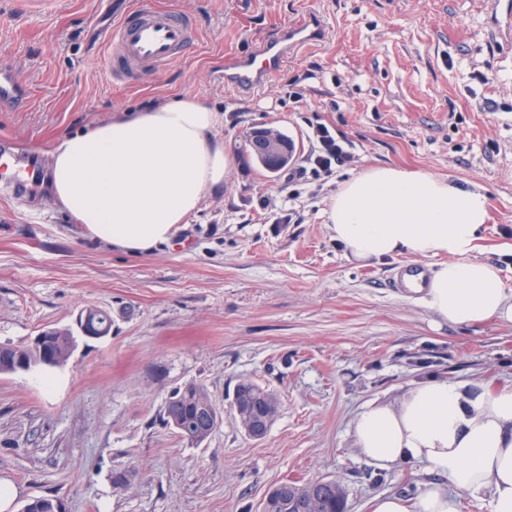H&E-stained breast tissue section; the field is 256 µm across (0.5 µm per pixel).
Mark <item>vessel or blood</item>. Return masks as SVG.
<instances>
[{
    "label": "vessel or blood",
    "instance_id": "vessel-or-blood-1",
    "mask_svg": "<svg viewBox=\"0 0 512 512\" xmlns=\"http://www.w3.org/2000/svg\"><path fill=\"white\" fill-rule=\"evenodd\" d=\"M326 28L316 16L303 17L281 30L274 39L263 41L245 57L224 64V84L241 91L263 88L270 77L299 48L324 42ZM197 39L190 20L180 13L155 7L151 0H139L136 8L109 27L102 40L104 59L110 75H134L145 69H159L181 60ZM25 90L12 65L0 59V111L19 106ZM0 180L12 185L37 186L39 173L11 160L0 161Z\"/></svg>",
    "mask_w": 512,
    "mask_h": 512
}]
</instances>
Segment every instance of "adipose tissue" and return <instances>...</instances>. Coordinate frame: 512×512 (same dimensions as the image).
Here are the masks:
<instances>
[{"label": "adipose tissue", "mask_w": 512, "mask_h": 512, "mask_svg": "<svg viewBox=\"0 0 512 512\" xmlns=\"http://www.w3.org/2000/svg\"><path fill=\"white\" fill-rule=\"evenodd\" d=\"M221 124L219 112L194 95L113 112L52 143V194L92 240L151 253L173 240L206 194L223 188L234 159L224 150ZM488 206L484 188L372 165L343 183L324 214L357 260L439 258L422 299L442 321L471 326L512 322V295L496 268L471 256ZM353 431L374 465L424 462L440 475L415 504L380 495L372 512H457L452 486L489 496L492 512H512V387L466 393L434 380L397 404L367 405Z\"/></svg>", "instance_id": "adipose-tissue-1"}]
</instances>
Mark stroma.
I'll return each mask as SVG.
<instances>
[{
	"label": "stroma",
	"mask_w": 512,
	"mask_h": 512,
	"mask_svg": "<svg viewBox=\"0 0 512 512\" xmlns=\"http://www.w3.org/2000/svg\"><path fill=\"white\" fill-rule=\"evenodd\" d=\"M52 2L0 8V55L29 92L24 110L0 112V152L47 168L58 137L169 93L221 112L236 162L182 226L189 248L147 255L89 239L49 184L0 185V343L74 326L88 307L112 318L108 336L63 365L0 374L11 512L36 497L60 499L63 512H262L287 479L340 484L346 512H371L384 494L415 500L436 473L373 465L355 444L357 415L431 379L511 387L512 323L440 320L392 279L401 265L435 271L437 259L357 262L323 211L371 165L485 187L489 217L471 256L512 291V0H152L189 18L198 42L133 86L107 76L101 35L137 0ZM306 14L324 21L325 43L290 56L260 91L226 90V59ZM256 125L288 134L297 160L327 126L351 160L269 174L248 156ZM244 380L279 399L260 439L231 407ZM191 382L223 417L199 444L162 421L172 390Z\"/></svg>",
	"instance_id": "1"
}]
</instances>
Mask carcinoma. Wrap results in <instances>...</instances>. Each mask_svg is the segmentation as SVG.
<instances>
[{
    "label": "carcinoma",
    "mask_w": 512,
    "mask_h": 512,
    "mask_svg": "<svg viewBox=\"0 0 512 512\" xmlns=\"http://www.w3.org/2000/svg\"><path fill=\"white\" fill-rule=\"evenodd\" d=\"M40 337L36 346L0 344V374L16 373L21 367L29 371L40 368L50 358L54 365H61L78 347V337L70 328L47 329ZM257 400L265 401L273 407V413H278V400L273 392L251 381L237 384L236 404L240 412H246ZM163 421L180 436L201 443L220 424L222 415L203 386L189 383L170 395ZM272 497L269 512H345V491L332 481H289ZM59 508L60 503L54 499L36 497L24 506L23 512H57Z\"/></svg>",
    "instance_id": "carcinoma-1"
}]
</instances>
